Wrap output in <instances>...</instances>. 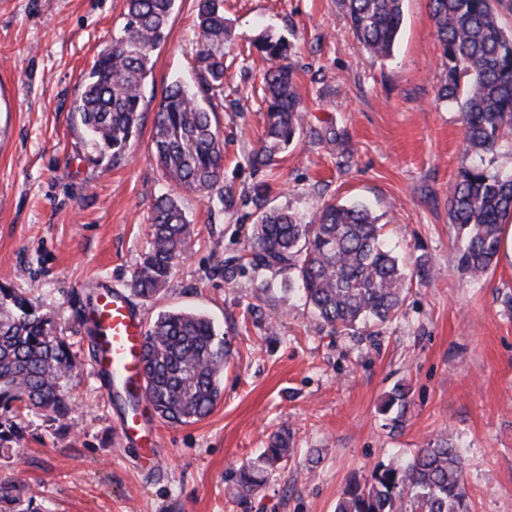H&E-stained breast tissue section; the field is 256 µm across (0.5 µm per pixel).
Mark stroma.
Segmentation results:
<instances>
[{"instance_id":"obj_1","label":"stroma","mask_w":512,"mask_h":512,"mask_svg":"<svg viewBox=\"0 0 512 512\" xmlns=\"http://www.w3.org/2000/svg\"><path fill=\"white\" fill-rule=\"evenodd\" d=\"M403 10L392 54L373 57L341 0H224L230 31L214 121L224 184L239 199L228 214L218 198L182 193L193 245L167 288L133 303L148 322L171 309L206 313L230 355L206 419L150 416L163 460L147 471L120 435L125 399L94 371L89 325L75 309L102 287L129 293L149 248V218L168 190L152 125L166 86L196 80V2L176 0L141 131L115 166L91 161L75 104L120 33L126 0H0V283L78 353L68 415L23 418L22 437L0 456V481L23 486L10 512H335L350 480L442 436L464 460L471 512H512V263L498 260L480 280L458 264L448 189L472 159L460 112L438 99L447 68L429 0H405ZM265 35L295 48L306 120L257 171L248 157L263 131L268 63L254 43ZM258 182L268 206L307 222L328 200L367 205L412 276L397 314L334 334L284 292L288 272L227 269L258 214L241 194ZM397 384L410 397L395 427L380 408ZM279 430L290 437L287 458L241 497L238 469Z\"/></svg>"}]
</instances>
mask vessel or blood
<instances>
[{"label": "vessel or blood", "instance_id": "vessel-or-blood-1", "mask_svg": "<svg viewBox=\"0 0 512 512\" xmlns=\"http://www.w3.org/2000/svg\"><path fill=\"white\" fill-rule=\"evenodd\" d=\"M103 336L96 344L94 369L107 382L141 384L140 364L146 326L142 314L117 290H102L89 311ZM125 439L142 444L141 461L152 466L159 445L153 428L143 415L127 414L121 421Z\"/></svg>", "mask_w": 512, "mask_h": 512}]
</instances>
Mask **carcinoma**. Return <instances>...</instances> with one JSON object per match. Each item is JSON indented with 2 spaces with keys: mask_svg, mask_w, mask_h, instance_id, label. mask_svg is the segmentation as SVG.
<instances>
[{
  "mask_svg": "<svg viewBox=\"0 0 512 512\" xmlns=\"http://www.w3.org/2000/svg\"><path fill=\"white\" fill-rule=\"evenodd\" d=\"M198 21L196 82L171 83L154 121L153 143L163 179L193 193L219 191L224 211L236 200L224 182V147L213 124L212 104L224 84V40L228 32L224 0H196ZM403 0H343L362 50L386 57L403 22ZM500 0H429L448 78L438 97L457 106L466 150L478 157L512 137V31L500 21ZM176 0H127L121 34L112 39L85 77L76 104L95 161H124L139 130L144 85L153 53L167 37ZM271 66L262 73L266 105L264 137L250 156L255 170L271 166L304 131L305 115L290 62L292 45L270 37L257 45ZM260 202L254 234L241 259L257 271L277 267L294 274L288 292H300L314 314L333 332L358 324L385 322L405 298L407 273L384 249L382 227L364 205H323L313 223L295 213L267 208L266 185L248 191ZM450 217L458 238L459 263L482 277L497 263L501 225L512 218V174L481 163L461 170L450 187ZM149 249L132 275L133 292L153 298L172 276L175 261L188 251L192 229L179 197L160 195L150 217ZM230 348L203 312H161L149 325L142 356L143 386L127 392L137 410L146 396L154 413L173 424L209 416L221 396L224 362ZM72 344L52 328L25 297L0 284V409L63 417L69 411L66 386L76 367ZM408 391L397 384L381 412L400 417ZM15 417L0 420V449L19 438ZM288 432L274 433L258 460L236 474L248 496L265 482L268 469L288 456ZM464 462L457 447L438 438L405 464L377 466L370 479L353 480L342 490L336 512H469ZM19 486L0 483V506L19 499Z\"/></svg>",
  "mask_w": 512,
  "mask_h": 512,
  "instance_id": "carcinoma-1",
  "label": "carcinoma"
}]
</instances>
